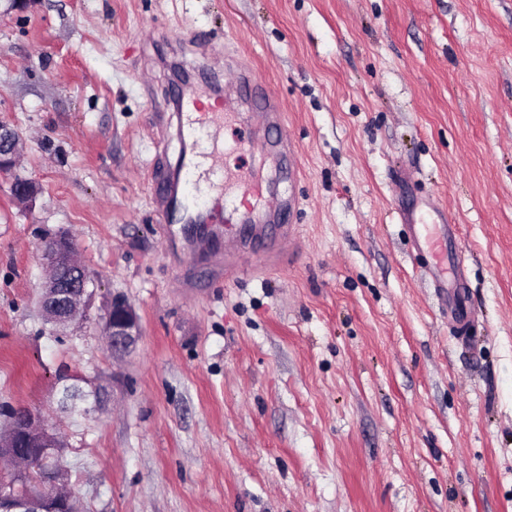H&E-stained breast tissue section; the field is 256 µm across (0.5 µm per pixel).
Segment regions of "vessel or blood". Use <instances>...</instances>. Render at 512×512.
Returning a JSON list of instances; mask_svg holds the SVG:
<instances>
[{
    "mask_svg": "<svg viewBox=\"0 0 512 512\" xmlns=\"http://www.w3.org/2000/svg\"><path fill=\"white\" fill-rule=\"evenodd\" d=\"M234 84L240 97L252 105L264 125L277 126L283 122L279 102L265 85L253 79L251 72L239 71ZM177 106L175 133L182 144L181 164L161 189L165 199L161 230L166 247L178 250L183 245L193 244L207 252L232 240L239 249L274 254L280 241H297L300 227L293 222L294 204L258 208L256 201L266 192L263 186H252L249 198L241 200L234 208L226 207L224 169L217 165L214 151L206 152L199 147L201 136L208 134L210 126L223 123L224 114L203 108L200 96L189 87L179 90ZM244 147L278 154L289 169L297 167L291 146L283 140L251 137ZM185 176L194 178L196 185L207 187L213 198L210 207L198 208L188 194L181 192L180 183ZM399 217L408 225L416 249L434 255L429 268L432 285L447 297L448 317L456 329H465L470 322L465 294L460 289L449 288L446 278L449 268L459 262V255L453 249L458 237L456 224L446 215L440 221L424 223L410 210L400 212Z\"/></svg>",
    "mask_w": 512,
    "mask_h": 512,
    "instance_id": "1",
    "label": "vessel or blood"
}]
</instances>
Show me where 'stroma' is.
Returning <instances> with one entry per match:
<instances>
[{
    "instance_id": "35a3bbf8",
    "label": "stroma",
    "mask_w": 512,
    "mask_h": 512,
    "mask_svg": "<svg viewBox=\"0 0 512 512\" xmlns=\"http://www.w3.org/2000/svg\"><path fill=\"white\" fill-rule=\"evenodd\" d=\"M285 115L295 177L239 151L224 168L292 191L289 261L168 250L156 150L175 68L229 58ZM0 412L63 440L85 512H512V0H0ZM39 184L17 205L13 176ZM460 224L473 327L458 339L401 208ZM66 232L94 275L86 321L39 309L44 241ZM122 295L141 336L102 334ZM103 388L101 409L60 404ZM19 143L18 132L0 124V173L12 172L16 166Z\"/></svg>"
}]
</instances>
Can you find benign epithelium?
Here are the masks:
<instances>
[{"instance_id": "obj_1", "label": "benign epithelium", "mask_w": 512, "mask_h": 512, "mask_svg": "<svg viewBox=\"0 0 512 512\" xmlns=\"http://www.w3.org/2000/svg\"><path fill=\"white\" fill-rule=\"evenodd\" d=\"M19 143L18 132L0 124V173L14 170ZM11 195L19 202L31 205L39 194L38 185L28 179L15 177L10 185ZM75 247L69 236L60 233L42 246L43 265L50 276L42 286L40 307L46 320L59 327H68L85 317L92 292L89 291L91 278L86 269L74 264ZM104 335L112 343V356L122 358L131 353L141 336L139 318L131 305L120 295L112 296L105 317ZM105 399L102 389L88 393L80 390L66 393L62 397L65 404L87 414L100 408ZM22 427H10L7 447H19L23 437L33 438L38 448H57L58 439L53 430L42 418L30 410H23ZM61 469L55 465L49 476L42 477V484L50 498L56 500L63 512H70L72 498L60 489ZM0 512H40L39 502L31 497H20L3 488L0 490Z\"/></svg>"}]
</instances>
